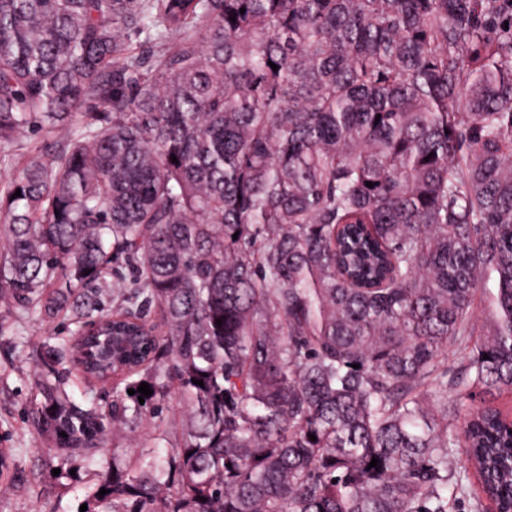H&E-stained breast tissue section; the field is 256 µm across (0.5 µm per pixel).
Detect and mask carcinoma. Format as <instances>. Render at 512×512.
Wrapping results in <instances>:
<instances>
[{
	"label": "carcinoma",
	"mask_w": 512,
	"mask_h": 512,
	"mask_svg": "<svg viewBox=\"0 0 512 512\" xmlns=\"http://www.w3.org/2000/svg\"><path fill=\"white\" fill-rule=\"evenodd\" d=\"M36 130L63 146L0 187V298L71 329L33 420L92 461L187 411L97 471L101 512H448L474 481L512 512V417L468 405L512 394V0H0V165ZM91 389L94 394L97 393V396L103 399L100 403L104 404L105 401H107V403L110 404L112 402V390L109 388L101 389L99 386L90 387L80 379L75 380V382H69L67 386L68 394L77 403H83L85 398L91 394ZM186 416L184 407L178 400L172 397L165 405L162 418L167 424L169 434L166 437L154 441L156 451L160 456H165L166 452L171 448H175L179 440V428L181 419ZM177 431V432H176Z\"/></svg>",
	"instance_id": "cac0c4a2"
}]
</instances>
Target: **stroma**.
Returning a JSON list of instances; mask_svg holds the SVG:
<instances>
[{
  "label": "stroma",
  "mask_w": 512,
  "mask_h": 512,
  "mask_svg": "<svg viewBox=\"0 0 512 512\" xmlns=\"http://www.w3.org/2000/svg\"><path fill=\"white\" fill-rule=\"evenodd\" d=\"M59 137L43 134L17 144L11 166H0V183L9 181L32 158L50 159ZM7 300L0 299V448L12 451L18 478L10 485L0 483V512H80L93 490L95 471L112 464L113 453H133L146 432L150 420L130 422L107 431L104 449L94 463L76 462L69 480L53 476L59 464V451L28 416L27 409L35 392L34 349L42 342L57 343L69 336L63 318L12 314Z\"/></svg>",
  "instance_id": "1"
}]
</instances>
